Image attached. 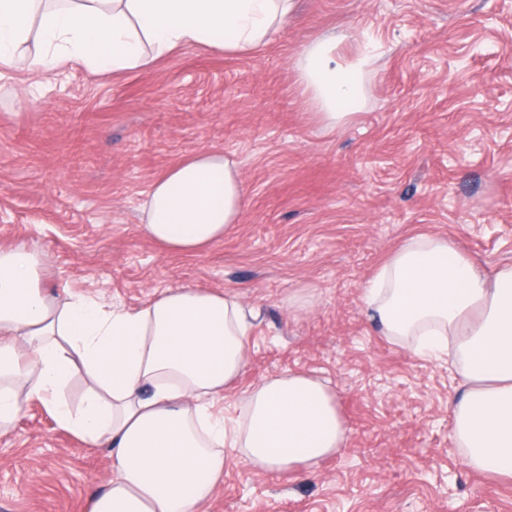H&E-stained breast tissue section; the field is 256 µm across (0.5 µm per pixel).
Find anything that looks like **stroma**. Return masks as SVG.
I'll use <instances>...</instances> for the list:
<instances>
[{"mask_svg":"<svg viewBox=\"0 0 512 512\" xmlns=\"http://www.w3.org/2000/svg\"><path fill=\"white\" fill-rule=\"evenodd\" d=\"M374 51L366 103L329 132L294 64L318 35ZM238 164L249 205L200 253H168L140 208L187 154ZM448 238L487 272L512 265V0H298L247 56L197 47L149 72L68 64L0 72V246L45 263V288L135 309L183 283L257 310L244 389L286 371L322 379L348 428L316 474L239 465L204 512H512V480L466 467L449 407L461 378L383 336L363 289L404 238ZM109 475L29 401L0 436V512H86Z\"/></svg>","mask_w":512,"mask_h":512,"instance_id":"35a3bbf8","label":"stroma"}]
</instances>
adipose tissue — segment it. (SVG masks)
I'll return each instance as SVG.
<instances>
[{"instance_id": "obj_1", "label": "adipose tissue", "mask_w": 512, "mask_h": 512, "mask_svg": "<svg viewBox=\"0 0 512 512\" xmlns=\"http://www.w3.org/2000/svg\"><path fill=\"white\" fill-rule=\"evenodd\" d=\"M295 0H0V65L24 54L30 73L68 63L108 73L148 72L198 45L247 55L268 44ZM39 44L28 49L31 32ZM343 36L310 40L297 79L315 119L348 125L365 103L371 54L343 56ZM248 206L241 172L223 152L185 156L150 184L147 234L192 256L223 239ZM43 265L23 246L0 248V433L24 399L60 428L109 451L112 475L86 512H202L233 464L258 472H313L347 443L334 394L317 377L287 372L248 389L233 423L217 402L245 372L253 310L235 293L190 284L138 310L95 297L51 298ZM382 332L415 339L416 355L448 353L464 377L453 439L467 466L512 478V266L483 273L447 239L406 238L364 289ZM81 377L71 408L67 388Z\"/></svg>"}]
</instances>
